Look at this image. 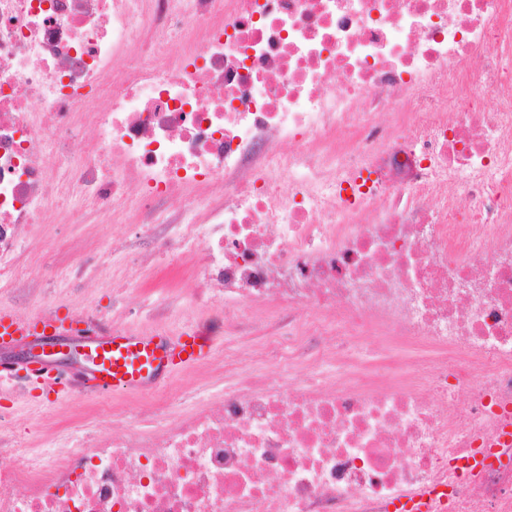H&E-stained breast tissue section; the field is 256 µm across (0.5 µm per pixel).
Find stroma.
I'll return each mask as SVG.
<instances>
[{"label":"stroma","mask_w":512,"mask_h":512,"mask_svg":"<svg viewBox=\"0 0 512 512\" xmlns=\"http://www.w3.org/2000/svg\"><path fill=\"white\" fill-rule=\"evenodd\" d=\"M142 234L136 224H37L22 242V259L41 284L40 296L56 305L69 310L109 306L123 325L141 329L147 328L148 315L163 314L168 332L195 327L206 333L214 342L210 357L171 375L168 383L185 394L186 407L215 403L224 390L223 380L212 375L224 358L223 318L217 312L201 316L191 301L197 286L192 273L195 258H188L176 273L168 272L164 262L148 263L151 248ZM81 245L105 253L107 261L86 280L75 281L63 270ZM153 403L146 392H87L39 404L0 394V422L13 427L16 447L38 459L75 447L87 437L106 436L112 420L98 416V409L115 407L148 417Z\"/></svg>","instance_id":"stroma-1"}]
</instances>
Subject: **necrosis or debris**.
<instances>
[{"instance_id": "obj_1", "label": "necrosis or debris", "mask_w": 512, "mask_h": 512, "mask_svg": "<svg viewBox=\"0 0 512 512\" xmlns=\"http://www.w3.org/2000/svg\"><path fill=\"white\" fill-rule=\"evenodd\" d=\"M133 214L224 302L221 404L0 426V512H512V0H0V306L53 311L31 225Z\"/></svg>"}]
</instances>
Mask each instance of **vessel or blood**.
Instances as JSON below:
<instances>
[{"instance_id": "b4317fda", "label": "vessel or blood", "mask_w": 512, "mask_h": 512, "mask_svg": "<svg viewBox=\"0 0 512 512\" xmlns=\"http://www.w3.org/2000/svg\"><path fill=\"white\" fill-rule=\"evenodd\" d=\"M30 346L24 358L11 349ZM208 341L189 330L177 335L156 331H73L67 316L27 319L0 309V390H14L20 375L40 378L44 395L63 397L75 389L99 395L158 388L172 372L203 362Z\"/></svg>"}]
</instances>
